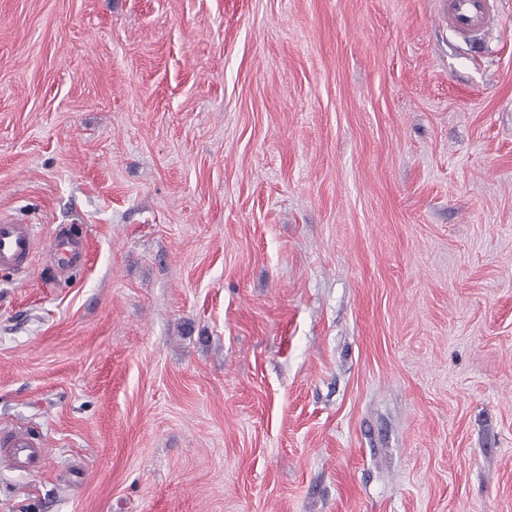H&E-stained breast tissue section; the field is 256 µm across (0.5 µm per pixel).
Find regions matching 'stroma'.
<instances>
[{
  "label": "stroma",
  "mask_w": 512,
  "mask_h": 512,
  "mask_svg": "<svg viewBox=\"0 0 512 512\" xmlns=\"http://www.w3.org/2000/svg\"><path fill=\"white\" fill-rule=\"evenodd\" d=\"M0 0V512H512V0ZM442 18L462 37H475L496 17L495 0H441ZM39 238L33 224L0 219V270L24 272L38 248ZM86 241L85 236L58 231L44 241L42 250L53 257L59 270L66 271L82 264L86 255ZM42 436L24 425L0 428V458L15 470L39 473L47 459Z\"/></svg>",
  "instance_id": "35a3bbf8"
}]
</instances>
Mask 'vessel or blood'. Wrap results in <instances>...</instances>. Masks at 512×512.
I'll use <instances>...</instances> for the list:
<instances>
[{"instance_id": "vessel-or-blood-1", "label": "vessel or blood", "mask_w": 512, "mask_h": 512, "mask_svg": "<svg viewBox=\"0 0 512 512\" xmlns=\"http://www.w3.org/2000/svg\"><path fill=\"white\" fill-rule=\"evenodd\" d=\"M441 11L448 26L467 39L491 25L496 17L495 0H441ZM39 248L53 257L59 270L66 271L82 264L86 238L59 231L42 241L33 225L0 219V270L24 272ZM46 459L43 439L34 429L24 425L0 428V460L11 468L38 473Z\"/></svg>"}]
</instances>
